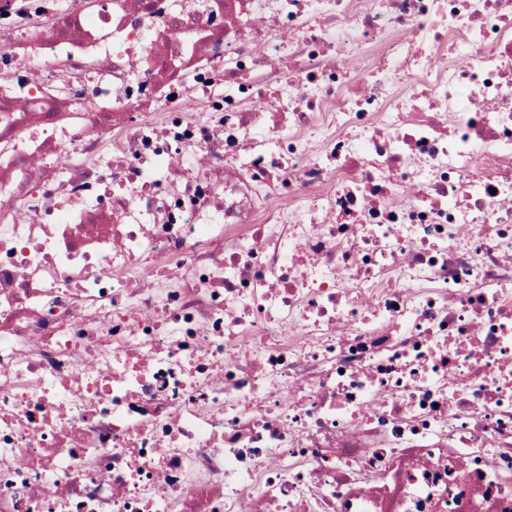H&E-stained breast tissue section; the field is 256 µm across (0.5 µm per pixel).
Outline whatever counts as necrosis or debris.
I'll list each match as a JSON object with an SVG mask.
<instances>
[{
  "mask_svg": "<svg viewBox=\"0 0 512 512\" xmlns=\"http://www.w3.org/2000/svg\"><path fill=\"white\" fill-rule=\"evenodd\" d=\"M0 512H512V0H0Z\"/></svg>",
  "mask_w": 512,
  "mask_h": 512,
  "instance_id": "4bbe7bcc",
  "label": "necrosis or debris"
}]
</instances>
